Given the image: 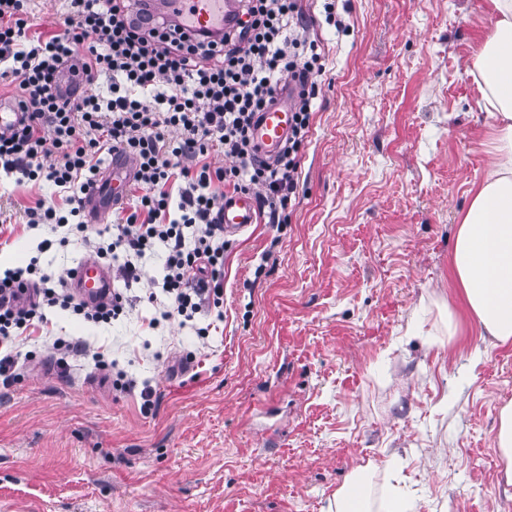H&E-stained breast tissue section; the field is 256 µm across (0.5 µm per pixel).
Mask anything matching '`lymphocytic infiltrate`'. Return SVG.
<instances>
[{"label":"lymphocytic infiltrate","instance_id":"f902f5d3","mask_svg":"<svg viewBox=\"0 0 512 512\" xmlns=\"http://www.w3.org/2000/svg\"><path fill=\"white\" fill-rule=\"evenodd\" d=\"M238 18L219 36L176 17L156 15L147 0H64L63 20L36 28L31 0H0V87L19 111L0 129V167L20 182L47 181L68 191V212L37 201L28 226L53 235L69 228L112 278L138 280L137 262L164 247L162 319L192 320L224 304V226L230 194L257 193L269 223L284 224L298 185L299 153L321 87L322 56L307 35L298 0H240ZM75 88L61 92L62 78ZM105 81L108 96L84 92ZM298 102L288 141L274 163L258 160L250 136L259 112L282 83ZM228 165H212V152ZM131 160L136 202L121 223L84 221L86 200L107 157ZM194 238H186V229ZM126 299L89 307L65 276L36 263L0 275V380L11 382L20 342L47 326L46 309L91 323L123 314Z\"/></svg>","mask_w":512,"mask_h":512}]
</instances>
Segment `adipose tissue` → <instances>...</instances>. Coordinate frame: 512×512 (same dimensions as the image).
Returning <instances> with one entry per match:
<instances>
[{
	"instance_id": "obj_1",
	"label": "adipose tissue",
	"mask_w": 512,
	"mask_h": 512,
	"mask_svg": "<svg viewBox=\"0 0 512 512\" xmlns=\"http://www.w3.org/2000/svg\"><path fill=\"white\" fill-rule=\"evenodd\" d=\"M493 31L471 69L494 120L492 160L474 185L449 260L465 311L480 332L512 344V0H486Z\"/></svg>"
}]
</instances>
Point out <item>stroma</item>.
<instances>
[{
    "label": "stroma",
    "mask_w": 512,
    "mask_h": 512,
    "mask_svg": "<svg viewBox=\"0 0 512 512\" xmlns=\"http://www.w3.org/2000/svg\"><path fill=\"white\" fill-rule=\"evenodd\" d=\"M302 6L325 72L288 225L230 237L220 320H161L160 248L124 317L47 309L51 334L87 340L131 385L113 390L88 357L0 385V512H330L370 461L372 512L391 495L406 512H512L495 447L512 346L464 314L448 332L449 258L490 160L468 73L485 0H336L339 29L320 0ZM66 197L0 169L8 268L83 258L24 228L26 208Z\"/></svg>",
    "instance_id": "35a3bbf8"
}]
</instances>
